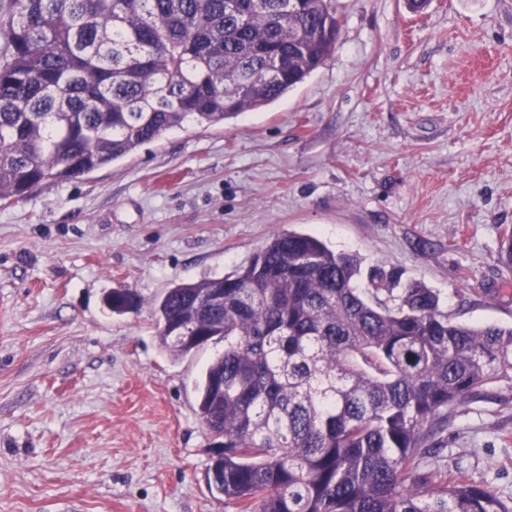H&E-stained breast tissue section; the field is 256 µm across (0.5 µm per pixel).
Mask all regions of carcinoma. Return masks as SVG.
Instances as JSON below:
<instances>
[{"label": "carcinoma", "instance_id": "carcinoma-1", "mask_svg": "<svg viewBox=\"0 0 512 512\" xmlns=\"http://www.w3.org/2000/svg\"><path fill=\"white\" fill-rule=\"evenodd\" d=\"M290 4L10 0L0 205L286 95L337 41L331 0ZM360 272L288 231L233 274L154 300L170 356L224 341L198 386L202 424L224 437L212 489L237 512H512L431 463L458 406L512 383V327L453 322L426 286L376 272L361 288ZM108 299L118 315L142 303Z\"/></svg>", "mask_w": 512, "mask_h": 512}]
</instances>
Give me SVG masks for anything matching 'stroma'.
I'll use <instances>...</instances> for the list:
<instances>
[{
    "label": "stroma",
    "mask_w": 512,
    "mask_h": 512,
    "mask_svg": "<svg viewBox=\"0 0 512 512\" xmlns=\"http://www.w3.org/2000/svg\"><path fill=\"white\" fill-rule=\"evenodd\" d=\"M331 58L272 105L193 123L0 206V512H235L209 486L195 384L152 303L319 237L512 325V0H332ZM129 288L143 306L110 313ZM441 469L512 497V385L460 407Z\"/></svg>",
    "instance_id": "stroma-1"
}]
</instances>
